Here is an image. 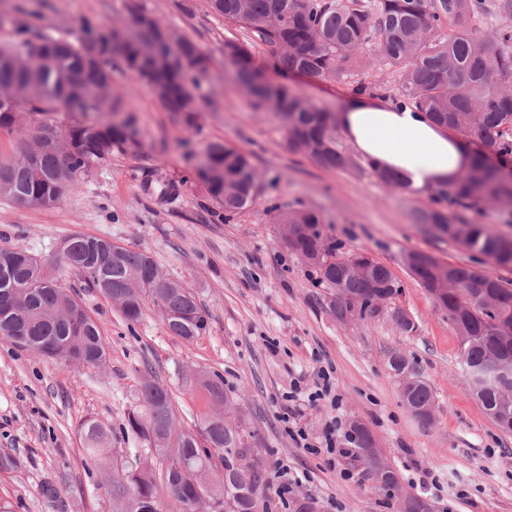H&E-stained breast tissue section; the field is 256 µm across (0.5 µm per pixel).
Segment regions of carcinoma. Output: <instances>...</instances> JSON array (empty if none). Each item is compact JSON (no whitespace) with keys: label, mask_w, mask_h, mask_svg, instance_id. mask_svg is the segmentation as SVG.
Wrapping results in <instances>:
<instances>
[{"label":"carcinoma","mask_w":512,"mask_h":512,"mask_svg":"<svg viewBox=\"0 0 512 512\" xmlns=\"http://www.w3.org/2000/svg\"><path fill=\"white\" fill-rule=\"evenodd\" d=\"M212 13L249 34V40L227 39L240 49L229 70L253 107L273 105L284 123L291 148L325 168H342L347 160L336 147V115L296 94L286 83L260 79L252 62L257 39L282 72L300 70L312 77L336 76L358 66L363 57L381 70L398 74L405 97L439 124L464 137L480 140L500 156L512 155V29L484 36L478 26L482 0H207ZM136 0L127 4L120 25L102 27L90 18L70 38L32 31L13 43L0 44V97L20 92L13 112L0 111V136L21 135L11 155L0 154V197L25 209L57 206L112 155H136L142 149L134 118L122 114L121 98L112 95V71L119 67L140 78L151 90H162V107L186 130L201 129L200 98L190 87L212 67V57L184 33L140 13ZM105 38L95 37L98 31ZM65 99L81 109L84 120L68 126L59 143L56 126L28 117L57 111ZM436 200L451 199L463 209L490 203L512 206V182L489 165L484 154ZM197 179L231 217L256 200L261 182L250 157L224 143L209 144L198 159ZM279 223L294 225L292 248L315 268L326 286L338 282L346 298L331 299L329 308L345 316L373 320L381 313L380 294L396 295L401 287L392 272L364 252L346 256L366 268L349 275L326 246L323 216L293 210ZM417 223L434 227L462 225L453 240L468 249L512 264V247L481 222L457 218L439 209L422 210ZM70 249L38 262L22 249L0 245V335L18 347L64 367H100L107 343L100 324L80 299L60 283V274H78L89 288L111 300L122 316L137 322L147 302L158 309L172 336L191 343L204 335L208 314L194 291L163 274L145 251L109 239L77 234ZM460 294L435 300L448 313L460 336L465 363L481 369L492 359L512 364V339L496 337L497 326L512 325V288L473 267L452 265ZM403 394L410 411L433 405L428 384L416 374ZM214 412L202 420L210 448L178 425L172 394L153 379L142 382L139 405L127 416V432L143 454L136 467L112 472V499L120 512H161L171 502L177 512L205 494L222 512H260L269 481L256 449L249 442L246 420H224L219 407L231 405L221 383L196 379ZM512 388V373L475 393L486 414L503 410L500 387ZM85 452L106 459L111 441L94 419L80 425Z\"/></svg>","instance_id":"obj_1"}]
</instances>
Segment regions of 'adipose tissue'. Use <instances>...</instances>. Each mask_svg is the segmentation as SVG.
I'll return each instance as SVG.
<instances>
[{"label": "adipose tissue", "instance_id": "1", "mask_svg": "<svg viewBox=\"0 0 512 512\" xmlns=\"http://www.w3.org/2000/svg\"><path fill=\"white\" fill-rule=\"evenodd\" d=\"M336 125L371 167L426 192L452 183L469 165L471 143L412 105L354 93L336 112Z\"/></svg>", "mask_w": 512, "mask_h": 512}]
</instances>
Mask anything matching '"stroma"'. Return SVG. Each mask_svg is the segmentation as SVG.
<instances>
[{"label":"stroma","mask_w":512,"mask_h":512,"mask_svg":"<svg viewBox=\"0 0 512 512\" xmlns=\"http://www.w3.org/2000/svg\"><path fill=\"white\" fill-rule=\"evenodd\" d=\"M168 27L191 36L214 59L199 82L204 103L200 132L191 133L155 100L149 88L122 69L112 72V92L136 119L143 144L137 156L113 155L78 189L50 209H20L0 198V243L47 258L70 236H100L149 252L163 273L182 279L208 312L205 334L186 343L168 334L155 308L127 322L116 306L65 276L101 327L108 359L100 368H71L36 356L0 335V456L18 462L0 470V501L12 512H116L111 465L87 459L79 426L101 423L127 458L137 447L124 435L145 374L168 387L183 427L201 432L206 407L191 385L199 372L233 397L251 443L273 484L288 483L286 500L266 496L267 512H395L370 469L355 456L329 459L302 448L280 420L293 408L308 441L318 444L335 422L363 423L374 435L408 495L424 496L437 512H512V434L502 432L462 381L459 337L447 315L403 264L410 251L472 265L512 284L501 267L459 242L418 224L430 196L392 189L344 138L341 169H326L292 150L284 124L269 108L256 109L224 70V42L244 33L209 13L205 0H140ZM127 0H0V42L17 37L15 20L35 19L42 33H73L86 17L111 24L126 14ZM298 95L335 111L366 84L393 100L402 92L396 75L365 64L336 77L313 78L269 71ZM212 142L250 155L262 182L251 208L233 217L197 180L196 155ZM177 190L160 197L161 188ZM295 209L320 212L322 236L337 254L368 253L401 286L374 320L340 322L329 309L330 290L304 265L284 238L277 216ZM414 323L401 330L396 311ZM403 355L429 385L434 421L418 422L401 400L389 365ZM330 370L336 404L309 401L321 370ZM433 478L431 489L419 486ZM55 488L54 498L42 492Z\"/></svg>","instance_id":"1"}]
</instances>
